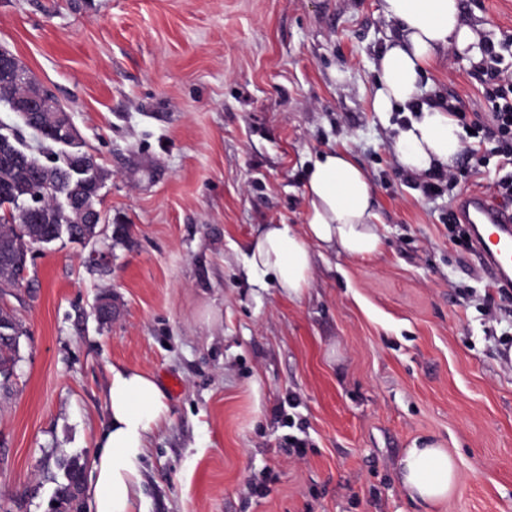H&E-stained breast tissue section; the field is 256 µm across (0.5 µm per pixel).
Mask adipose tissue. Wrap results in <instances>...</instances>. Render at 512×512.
Segmentation results:
<instances>
[{"label":"adipose tissue","mask_w":512,"mask_h":512,"mask_svg":"<svg viewBox=\"0 0 512 512\" xmlns=\"http://www.w3.org/2000/svg\"><path fill=\"white\" fill-rule=\"evenodd\" d=\"M381 14L396 37L381 53L373 95L378 114L401 112L392 148L399 166L424 175L455 166L463 150V130L447 110L423 102L422 82L440 54L472 47L476 35L463 21L461 0H381ZM302 228L269 224L247 246L245 264L259 289L272 275L282 293L299 299L308 291L314 250L335 249L355 259L377 255L382 238L371 183L344 148L322 153L306 181ZM170 408L154 377L127 367L112 372L109 422L97 442L85 485L91 512H143L142 470L149 438L169 418ZM399 479L424 512L447 501L460 475L453 456L433 442L406 449Z\"/></svg>","instance_id":"obj_1"}]
</instances>
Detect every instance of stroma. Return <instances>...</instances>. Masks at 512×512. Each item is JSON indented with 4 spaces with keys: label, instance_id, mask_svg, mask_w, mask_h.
Here are the masks:
<instances>
[{
    "label": "stroma",
    "instance_id": "stroma-1",
    "mask_svg": "<svg viewBox=\"0 0 512 512\" xmlns=\"http://www.w3.org/2000/svg\"><path fill=\"white\" fill-rule=\"evenodd\" d=\"M462 5L480 39L512 38V0ZM395 36L380 0H0V47L70 114L109 219L35 249L26 287L0 295L25 329L0 382V512H49L66 463L91 462L122 367L170 407L144 512H420L398 471L421 439L461 473L437 512H512V291L448 221L505 171L490 136L488 165L455 167L436 196L398 166L401 115L372 107ZM480 60L449 51L426 99L487 119ZM344 147L381 252H324L299 300L255 292L247 244L303 224L309 168Z\"/></svg>",
    "mask_w": 512,
    "mask_h": 512
}]
</instances>
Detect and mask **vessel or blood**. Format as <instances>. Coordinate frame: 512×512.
<instances>
[{
  "label": "vessel or blood",
  "instance_id": "vessel-or-blood-1",
  "mask_svg": "<svg viewBox=\"0 0 512 512\" xmlns=\"http://www.w3.org/2000/svg\"><path fill=\"white\" fill-rule=\"evenodd\" d=\"M456 212L462 223L471 225L475 248L494 284L512 288V206L469 190L459 196Z\"/></svg>",
  "mask_w": 512,
  "mask_h": 512
}]
</instances>
